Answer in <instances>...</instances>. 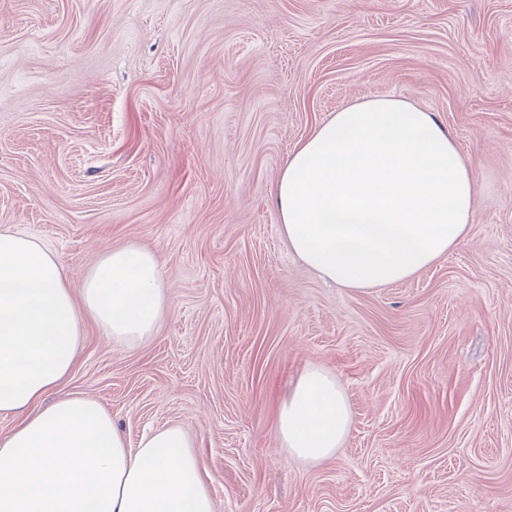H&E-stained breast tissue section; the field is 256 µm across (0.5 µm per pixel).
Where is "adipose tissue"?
I'll return each instance as SVG.
<instances>
[{
    "label": "adipose tissue",
    "mask_w": 512,
    "mask_h": 512,
    "mask_svg": "<svg viewBox=\"0 0 512 512\" xmlns=\"http://www.w3.org/2000/svg\"><path fill=\"white\" fill-rule=\"evenodd\" d=\"M274 194L289 251L360 291L405 281L464 243L478 189L446 126L380 97L320 124L289 154ZM169 308L167 278L146 249L110 250L75 284L49 248L0 231V414L18 419L0 438V512H215L184 427L133 447L102 405L62 391L84 322L132 348ZM275 424L289 457H332L350 426L335 376L305 368Z\"/></svg>",
    "instance_id": "1"
}]
</instances>
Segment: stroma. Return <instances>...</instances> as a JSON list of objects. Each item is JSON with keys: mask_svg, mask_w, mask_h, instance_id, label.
<instances>
[{"mask_svg": "<svg viewBox=\"0 0 512 512\" xmlns=\"http://www.w3.org/2000/svg\"><path fill=\"white\" fill-rule=\"evenodd\" d=\"M405 100L477 175L467 240L367 291L289 252L273 190L332 113ZM79 279L151 250L171 311L85 322L66 390L130 444L183 425L217 512H512V0H0V229ZM335 375L350 429L289 458L278 402Z\"/></svg>", "mask_w": 512, "mask_h": 512, "instance_id": "obj_1", "label": "stroma"}]
</instances>
